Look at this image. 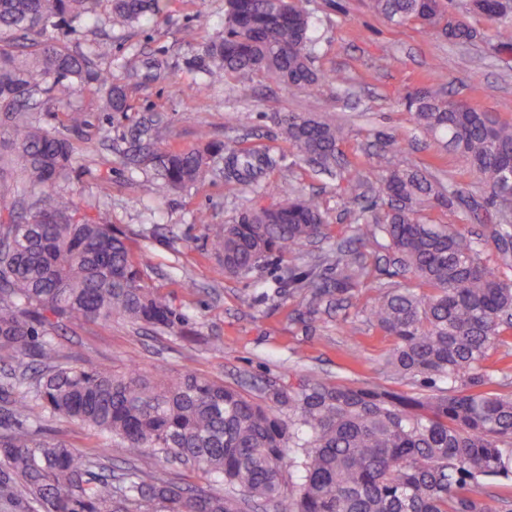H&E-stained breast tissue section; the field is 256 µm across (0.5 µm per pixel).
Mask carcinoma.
Returning a JSON list of instances; mask_svg holds the SVG:
<instances>
[{
  "instance_id": "carcinoma-1",
  "label": "carcinoma",
  "mask_w": 512,
  "mask_h": 512,
  "mask_svg": "<svg viewBox=\"0 0 512 512\" xmlns=\"http://www.w3.org/2000/svg\"><path fill=\"white\" fill-rule=\"evenodd\" d=\"M397 24L439 23L437 0H372ZM162 10L161 0H0V506L12 512H512V396L491 389L492 352L512 338V278L481 258L494 245L498 265L512 267V210L500 206L504 155L512 125L447 97L440 84L410 94L405 108L415 125L464 156L486 189V204L454 198L428 171L391 160L392 135L381 133L369 166L343 163L344 127L313 112L280 119L283 138L299 157L336 175L349 190L375 178L378 200L359 206L358 239L378 240L395 255L397 272L415 288H377L367 320L393 338L385 369L433 389L419 396L381 382H334L310 371L274 383L253 397L186 368L162 366L112 372L59 355L54 322L72 324L122 317L159 330L182 322L168 300L141 278L151 263L133 253L126 234L88 216L56 189L75 161L70 140L35 123L33 113L63 105L84 89L105 106L132 110L127 84L100 64L112 41L74 50L44 38L50 28L102 17L133 26ZM477 14L494 25L501 48H512V0H493ZM310 15L293 0H225L224 34L204 49L208 64L198 87L208 90L240 73L266 74L290 87L320 81L311 65ZM470 24L441 36L470 41ZM166 69L153 59L127 70L151 82ZM224 160V182L259 191L275 160L227 138L207 149L168 148L134 154L154 166L161 188L176 192L211 178L213 157ZM285 200L242 213L210 228L208 244L224 275L249 278L262 265L284 261L326 238L319 202L294 187ZM484 232H458L459 207ZM442 218H421L426 209ZM312 323L322 311L372 284L358 251L336 248L307 269L289 271ZM110 440L82 452L38 437L26 424L28 404ZM128 467L106 472L112 448ZM148 452L203 472L193 486L135 461ZM500 481L497 506L481 492Z\"/></svg>"
}]
</instances>
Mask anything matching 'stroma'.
Listing matches in <instances>:
<instances>
[{"instance_id":"35a3bbf8","label":"stroma","mask_w":512,"mask_h":512,"mask_svg":"<svg viewBox=\"0 0 512 512\" xmlns=\"http://www.w3.org/2000/svg\"><path fill=\"white\" fill-rule=\"evenodd\" d=\"M166 2L162 14L135 28L82 22L53 32L73 48L110 36L117 80L131 63L153 57L169 62L165 79L130 85L131 112H111L99 95L88 92L72 101L84 120L79 132L69 133L66 114L54 108L37 113L36 121L45 130L69 134L77 154L59 191L74 198L80 214L125 231L134 250L152 252L153 264L142 277L169 296L184 323L171 333L119 317L63 325L51 333L53 346L101 369L191 368L254 392L266 382L311 368L346 382L373 380L393 341L360 315L373 296L370 289H358L314 323L303 322L297 317L303 308L301 293L291 289L280 294L276 288L283 269L302 266L306 256H288L282 267L259 269L248 280L225 277L207 252L206 226L197 216L203 213L211 223L221 224L245 209L279 202L288 178L301 193L316 196L327 213L329 237L319 243V250L353 244L356 205L350 193L309 169L281 136L279 119L292 112L335 113L347 131L341 146L346 161L369 165L379 133L386 132L398 141L396 163L429 167L448 189L483 198L485 190L467 161L418 129L403 99L432 86L431 67L439 58L450 98L512 123V52L498 50L491 36L454 44L417 22L393 24L373 12L369 0H301V7L317 20L313 66L327 75L317 90L309 93L270 78L239 74L227 78L223 87L198 94L193 89L199 79L197 52L184 43L183 32L194 26L198 42L214 39L224 29V0ZM201 13L210 19L202 29L197 26ZM245 85L250 91L244 96L240 89ZM241 112L249 117L244 127L234 121ZM150 115L159 119L152 151L170 145L197 148L229 137L267 150L278 165L257 192L225 184L220 174L202 186L163 191L151 167L126 159L130 127ZM27 421L41 435L84 451L108 444L38 409Z\"/></svg>"}]
</instances>
